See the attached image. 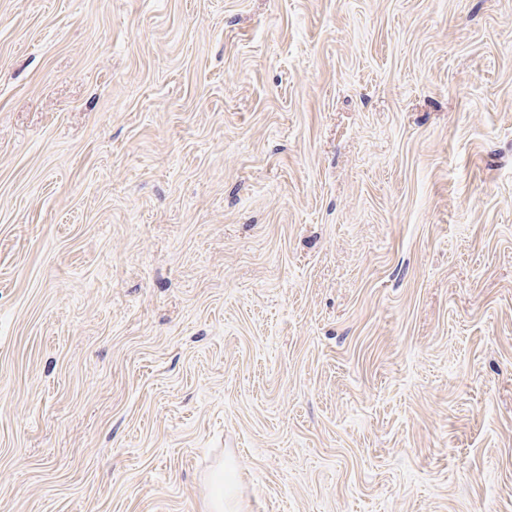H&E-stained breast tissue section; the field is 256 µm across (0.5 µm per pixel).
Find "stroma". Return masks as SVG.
<instances>
[{
	"label": "stroma",
	"instance_id": "1",
	"mask_svg": "<svg viewBox=\"0 0 512 512\" xmlns=\"http://www.w3.org/2000/svg\"><path fill=\"white\" fill-rule=\"evenodd\" d=\"M512 512V0H0V512ZM212 491L208 501V512H242L243 506L233 478L231 463L221 466L211 477Z\"/></svg>",
	"mask_w": 512,
	"mask_h": 512
}]
</instances>
